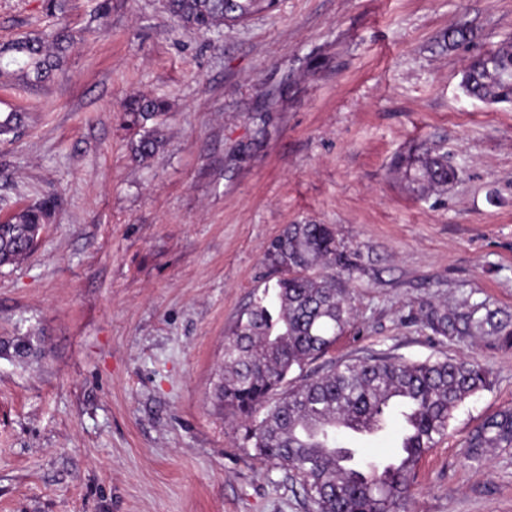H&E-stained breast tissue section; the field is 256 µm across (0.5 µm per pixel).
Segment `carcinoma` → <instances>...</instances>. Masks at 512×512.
Wrapping results in <instances>:
<instances>
[{"instance_id": "obj_1", "label": "carcinoma", "mask_w": 512, "mask_h": 512, "mask_svg": "<svg viewBox=\"0 0 512 512\" xmlns=\"http://www.w3.org/2000/svg\"><path fill=\"white\" fill-rule=\"evenodd\" d=\"M169 11L191 30L214 32L246 20L274 0H166ZM74 47L65 27L48 35H24L0 44V77L26 85L48 80ZM489 58L473 59L463 73L470 96L512 104V81H485ZM495 68L512 72V41L502 42ZM126 123L139 138L130 143L134 158L151 159L163 143L159 118L167 103L141 96L124 104ZM25 116H0V139L13 140ZM458 168L448 155L421 162L414 177L434 191L456 181ZM57 202L45 198L14 212L0 223V268L24 261L37 245L40 225ZM280 273L244 310L224 339V373L217 399L239 417L247 437L265 459L290 473L313 512H412L411 477L422 457L448 434L453 412L491 386L490 372L474 360L411 361L388 356L334 365L325 374L299 383L288 375L325 355L354 319L352 298L337 286L359 269L355 253L336 240L329 224H288L266 250ZM417 323L424 331L457 342L481 338L512 346V314L468 295L452 305L428 304ZM0 349L26 358L33 352L24 339L0 341ZM400 422L391 463L362 461L340 435L348 425L376 432L387 421ZM512 446V409L488 418L469 439L468 457L480 461L495 448Z\"/></svg>"}]
</instances>
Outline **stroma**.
Wrapping results in <instances>:
<instances>
[{"label":"stroma","mask_w":512,"mask_h":512,"mask_svg":"<svg viewBox=\"0 0 512 512\" xmlns=\"http://www.w3.org/2000/svg\"><path fill=\"white\" fill-rule=\"evenodd\" d=\"M66 23L36 86L0 77V218L56 196L37 249L0 269V512H312L213 398L224 338L274 284L269 242L331 224L359 271L356 318L304 369L386 354L469 358L493 383L411 483L415 512H512V447L465 455L512 409V348L423 332L429 303L512 313V105L467 96L469 59L512 39V0H276L212 34L165 0H0V44ZM463 29L464 41L451 39ZM164 99V147L133 161L125 101ZM457 181L428 194L423 153Z\"/></svg>","instance_id":"35a3bbf8"}]
</instances>
